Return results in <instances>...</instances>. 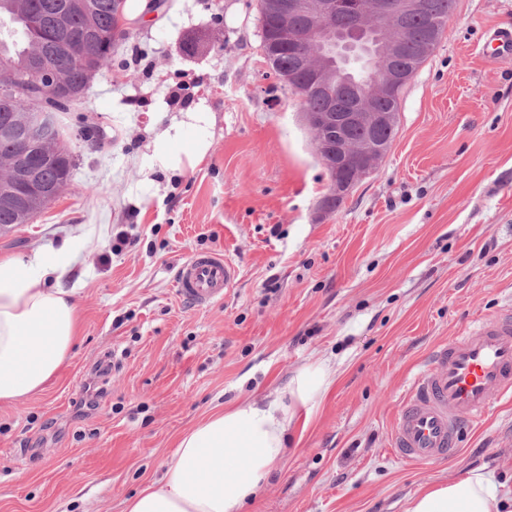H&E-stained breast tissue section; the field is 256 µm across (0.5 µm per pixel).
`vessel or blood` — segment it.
<instances>
[{
    "mask_svg": "<svg viewBox=\"0 0 512 512\" xmlns=\"http://www.w3.org/2000/svg\"><path fill=\"white\" fill-rule=\"evenodd\" d=\"M238 276L226 254L194 253L177 271V292L207 306L223 299ZM497 398L512 399V309L470 321L435 348L399 403L392 457L414 464L452 458L463 432L482 422Z\"/></svg>",
    "mask_w": 512,
    "mask_h": 512,
    "instance_id": "obj_1",
    "label": "vessel or blood"
}]
</instances>
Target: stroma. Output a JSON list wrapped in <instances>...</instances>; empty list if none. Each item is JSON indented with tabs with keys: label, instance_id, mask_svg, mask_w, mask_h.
I'll list each match as a JSON object with an SVG mask.
<instances>
[{
	"label": "stroma",
	"instance_id": "35a3bbf8",
	"mask_svg": "<svg viewBox=\"0 0 512 512\" xmlns=\"http://www.w3.org/2000/svg\"><path fill=\"white\" fill-rule=\"evenodd\" d=\"M125 36L68 113L69 186L0 256L71 248L81 337L43 393L0 407V512H124L179 435L284 390L320 360L336 381L299 409L300 444L247 512H403L421 485L494 472L512 489V401L452 460L387 448L430 350L512 305V60L482 53L512 0H456L403 91L390 150L342 207L298 97L262 52L258 0H126ZM184 84L186 106L170 104ZM213 116L205 160L162 168L156 133ZM240 277L197 307L176 292L191 254Z\"/></svg>",
	"mask_w": 512,
	"mask_h": 512
}]
</instances>
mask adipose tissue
I'll list each match as a JSON object with an SVG mask.
<instances>
[{
	"mask_svg": "<svg viewBox=\"0 0 512 512\" xmlns=\"http://www.w3.org/2000/svg\"><path fill=\"white\" fill-rule=\"evenodd\" d=\"M212 118L186 112L156 135V146L196 131L187 157L162 152L163 166L201 163L211 146ZM69 249L55 254L0 259V407L41 393L70 361L79 339L76 291L62 287ZM336 381L325 362L299 370L268 403L238 402L184 431L163 475L125 502V512H243L288 456L299 408ZM512 502L493 473L475 472L452 483L426 484L411 495L405 512H503Z\"/></svg>",
	"mask_w": 512,
	"mask_h": 512,
	"instance_id": "adipose-tissue-1",
	"label": "adipose tissue"
}]
</instances>
